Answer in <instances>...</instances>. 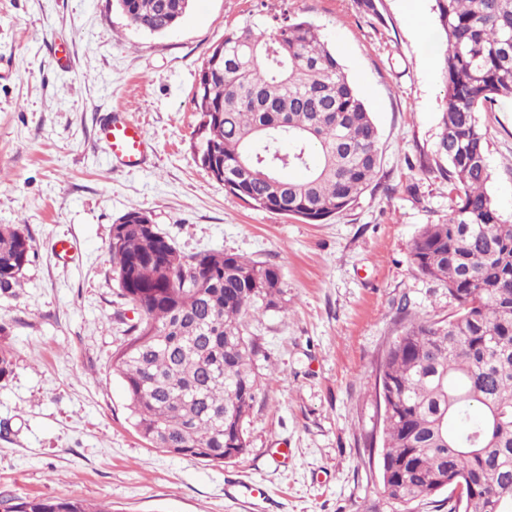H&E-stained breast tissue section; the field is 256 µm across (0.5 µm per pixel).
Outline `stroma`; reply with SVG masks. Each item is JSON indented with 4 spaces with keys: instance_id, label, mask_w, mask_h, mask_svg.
I'll return each mask as SVG.
<instances>
[{
    "instance_id": "obj_1",
    "label": "stroma",
    "mask_w": 512,
    "mask_h": 512,
    "mask_svg": "<svg viewBox=\"0 0 512 512\" xmlns=\"http://www.w3.org/2000/svg\"><path fill=\"white\" fill-rule=\"evenodd\" d=\"M434 0H193L162 34L129 25L116 0H0V225L30 237L21 285L0 292V494L77 498L109 512H392L365 446L380 418L375 369L409 297L436 317L455 304L421 276L410 243L448 219L438 171L444 107ZM317 25L380 134L371 187L320 224L227 194L190 150L198 71L243 22L282 13ZM151 142L123 169L100 127L114 110ZM488 185L512 220V101L479 115ZM184 257L223 250L279 267L282 307L249 325L264 355L245 455L211 464L158 451L128 419L109 365L131 316L109 246L130 211ZM77 254L59 258L57 241Z\"/></svg>"
}]
</instances>
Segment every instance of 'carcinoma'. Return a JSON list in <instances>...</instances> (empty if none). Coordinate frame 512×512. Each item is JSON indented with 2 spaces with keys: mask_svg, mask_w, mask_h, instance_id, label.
Segmentation results:
<instances>
[{
  "mask_svg": "<svg viewBox=\"0 0 512 512\" xmlns=\"http://www.w3.org/2000/svg\"><path fill=\"white\" fill-rule=\"evenodd\" d=\"M129 24L162 34L191 0H117ZM446 48L439 175L456 191L444 224L410 244L422 276L455 302L448 318L399 305L400 334L375 389L394 397L378 439L380 479L398 512L464 474L448 512H512V224L488 192L478 113L512 98V0H435ZM207 55L195 106L206 132L192 152L247 205L319 224L353 205L380 168L379 133L355 84L313 23H252ZM149 217H119L110 245L119 295L138 310L110 372L123 383L133 426L171 455L222 463L247 452L246 418L260 380L248 320L280 309L274 264L224 251L185 259ZM29 236L0 226V291L30 262ZM189 272L184 276L183 272ZM0 512H108L81 499L0 497Z\"/></svg>",
  "mask_w": 512,
  "mask_h": 512,
  "instance_id": "1",
  "label": "carcinoma"
}]
</instances>
